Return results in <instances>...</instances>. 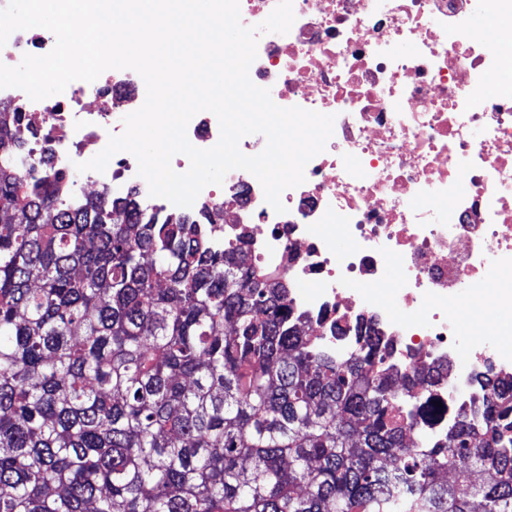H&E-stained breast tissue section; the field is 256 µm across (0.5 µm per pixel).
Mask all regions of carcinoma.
Returning a JSON list of instances; mask_svg holds the SVG:
<instances>
[{
	"mask_svg": "<svg viewBox=\"0 0 512 512\" xmlns=\"http://www.w3.org/2000/svg\"><path fill=\"white\" fill-rule=\"evenodd\" d=\"M32 127L0 111V512H512V377L429 433L437 368L330 355L221 209L19 172Z\"/></svg>",
	"mask_w": 512,
	"mask_h": 512,
	"instance_id": "cac0c4a2",
	"label": "carcinoma"
}]
</instances>
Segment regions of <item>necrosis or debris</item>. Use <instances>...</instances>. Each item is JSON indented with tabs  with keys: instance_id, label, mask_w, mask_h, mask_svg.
I'll use <instances>...</instances> for the list:
<instances>
[{
	"instance_id": "1",
	"label": "necrosis or debris",
	"mask_w": 512,
	"mask_h": 512,
	"mask_svg": "<svg viewBox=\"0 0 512 512\" xmlns=\"http://www.w3.org/2000/svg\"><path fill=\"white\" fill-rule=\"evenodd\" d=\"M293 11L288 33L260 36L249 76L279 106L334 115L333 135L304 183L283 192L284 212L247 171L206 186L200 200L224 204L214 244L246 229L252 260L286 269L295 309L337 354L368 328L398 370L446 365L456 402L432 425L444 432L456 405L480 397L475 371L512 375V336L481 317L512 310V0H293ZM478 11L491 38L470 33ZM55 43L37 27L15 31L0 63ZM140 82L110 69L43 100L18 88L0 89V100L40 116L36 143L65 181L121 182L167 213L173 204L150 196L129 153L102 173L77 169L88 144L105 147L140 108ZM463 354L466 371L456 367Z\"/></svg>"
}]
</instances>
